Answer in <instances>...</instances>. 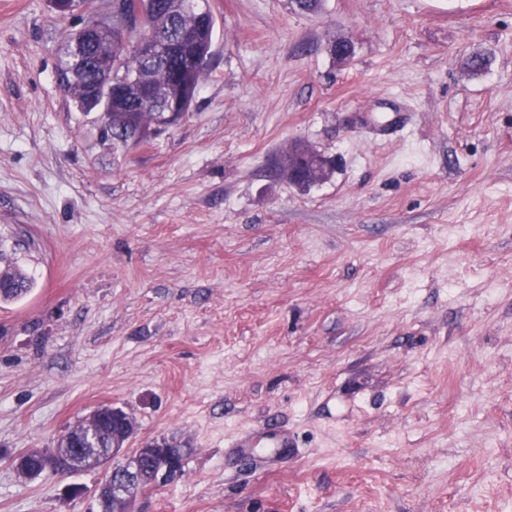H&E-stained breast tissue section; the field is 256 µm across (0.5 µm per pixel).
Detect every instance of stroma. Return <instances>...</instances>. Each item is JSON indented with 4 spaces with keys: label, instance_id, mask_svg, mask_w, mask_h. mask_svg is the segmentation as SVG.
Instances as JSON below:
<instances>
[{
    "label": "stroma",
    "instance_id": "obj_1",
    "mask_svg": "<svg viewBox=\"0 0 512 512\" xmlns=\"http://www.w3.org/2000/svg\"><path fill=\"white\" fill-rule=\"evenodd\" d=\"M207 3L195 104L123 147L57 80L107 0H0V253L33 282L0 303V512H99L105 469L10 458L103 404L187 454L138 512H512V0ZM296 143L330 180L270 177ZM272 429L274 467L231 455ZM31 455H34L41 464V467L37 470H30L27 466V460ZM35 458H31V464L38 466L39 461ZM15 469L25 478H36L37 476L55 471L65 470L72 464L77 463L75 460L70 458L62 457L58 454L57 446L55 448H36L16 455L12 460Z\"/></svg>",
    "mask_w": 512,
    "mask_h": 512
}]
</instances>
